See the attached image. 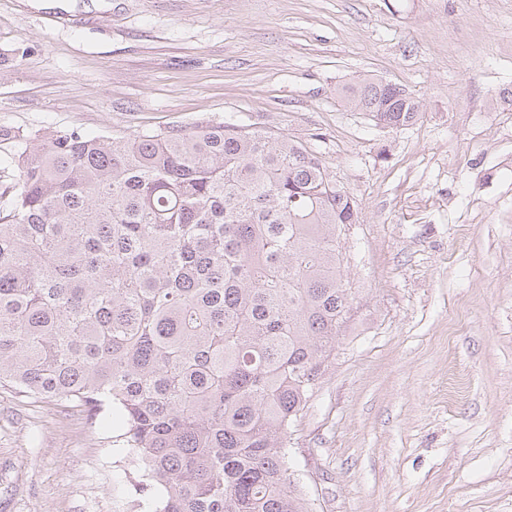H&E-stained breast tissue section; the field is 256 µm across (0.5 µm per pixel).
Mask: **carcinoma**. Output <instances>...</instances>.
<instances>
[{"label":"carcinoma","instance_id":"cac0c4a2","mask_svg":"<svg viewBox=\"0 0 512 512\" xmlns=\"http://www.w3.org/2000/svg\"><path fill=\"white\" fill-rule=\"evenodd\" d=\"M342 94L390 128L421 114L388 82ZM1 145L0 383L115 412L155 512H313L290 430L351 319L359 223L323 161L226 122Z\"/></svg>","mask_w":512,"mask_h":512}]
</instances>
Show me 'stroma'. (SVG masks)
<instances>
[{
  "instance_id": "stroma-1",
  "label": "stroma",
  "mask_w": 512,
  "mask_h": 512,
  "mask_svg": "<svg viewBox=\"0 0 512 512\" xmlns=\"http://www.w3.org/2000/svg\"><path fill=\"white\" fill-rule=\"evenodd\" d=\"M422 104L392 129L336 92ZM229 121L360 221L352 318L288 445L314 512H512V0H0V125ZM121 424L0 385V512H154Z\"/></svg>"
}]
</instances>
